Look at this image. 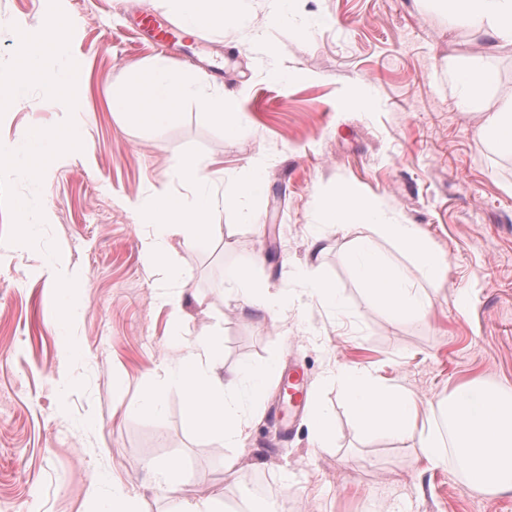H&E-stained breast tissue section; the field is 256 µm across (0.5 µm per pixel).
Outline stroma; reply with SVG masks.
<instances>
[{"label":"stroma","mask_w":512,"mask_h":512,"mask_svg":"<svg viewBox=\"0 0 512 512\" xmlns=\"http://www.w3.org/2000/svg\"><path fill=\"white\" fill-rule=\"evenodd\" d=\"M79 26L70 39L84 103L83 149L40 185L13 180L38 196L51 220L41 227L76 275L60 289L47 274L43 246L7 243L11 216L0 207V512H101L120 480L136 512H173L155 488V463L176 461L183 494L223 490L228 512L240 499L224 480L222 437L191 426L185 396L161 382L162 413L141 409L142 384L175 362L198 334L220 336L225 368L298 366L333 419L330 447L313 443L306 410L282 435V381L265 391L263 416L241 448V479H267L276 500L298 512H512V496L468 489L447 465L426 469L413 441L362 429L347 396L323 379L339 365L366 366L420 398L446 399L480 379L512 386V157L479 148L484 112L512 101V44L453 25L431 0H295L267 20L268 0H248L251 26L181 34L185 67L216 92L237 96L245 115L235 134L193 99L162 129L130 122L111 106L128 75L155 50L130 30L141 13L175 27L163 0H63ZM48 0H0V63L15 54L16 30H39ZM331 25L306 32L310 14ZM478 55L499 82L463 112L448 78ZM0 115V140L60 124L65 105L42 94ZM222 161V227L205 245L168 247L180 276L152 275L131 203L182 194L183 158ZM261 170L262 190L238 195ZM374 201L390 221L417 225L447 263L439 279L385 237L374 247L404 269L433 306L394 319L357 278L354 232L337 230L325 203L341 189ZM282 293L280 321L240 303L225 274ZM330 281L336 307L309 290L306 274ZM470 291L467 311L455 306ZM179 299L173 320L160 293ZM70 302L74 319L59 322ZM98 498H90L91 483ZM241 483V484H242Z\"/></svg>","instance_id":"1"}]
</instances>
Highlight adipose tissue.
<instances>
[{
	"label": "adipose tissue",
	"mask_w": 512,
	"mask_h": 512,
	"mask_svg": "<svg viewBox=\"0 0 512 512\" xmlns=\"http://www.w3.org/2000/svg\"><path fill=\"white\" fill-rule=\"evenodd\" d=\"M169 2L172 15L181 24L194 28L238 27L245 17V0ZM433 2L471 31L491 36L500 44L512 43V0ZM452 80L457 88V107L466 112L496 85L498 74L477 57L466 69L454 73ZM190 97L221 121L227 132H234L244 115L240 99L211 92L162 57L130 74L113 106L127 112L129 120L154 127ZM475 140L478 146H491L512 156V103L485 113L475 131ZM178 172L195 193L211 180L208 162L194 157L183 159ZM223 202V196L215 192L202 196L196 193L191 201L181 195L158 197L149 210L157 235L142 243L145 264L157 273H172L162 242L178 236L206 243L211 237L210 215ZM326 209L337 228L359 230L355 258L359 278L390 314L397 319L426 314L432 299L425 289L410 287L405 272L368 253L374 238L388 237L401 248L411 250L428 277L440 276L446 262L428 245L418 226L389 222L377 205L347 190L327 201ZM158 370L181 385L190 419L197 421L202 431L223 436L224 445L230 450L224 458V477L237 480L241 467L235 449L247 437L261 411L264 389L276 377L275 366L225 369L215 337L207 331L185 345L174 363L159 365ZM327 379L348 394L361 428L415 440L428 467L452 460L469 489L489 495H512V389L490 387L476 380L456 387L448 399L433 403L384 381L367 368L340 366ZM157 476L159 491L176 499V512H224L223 492L206 499L183 497L184 475L178 464H166L158 469Z\"/></svg>",
	"instance_id": "obj_1"
}]
</instances>
